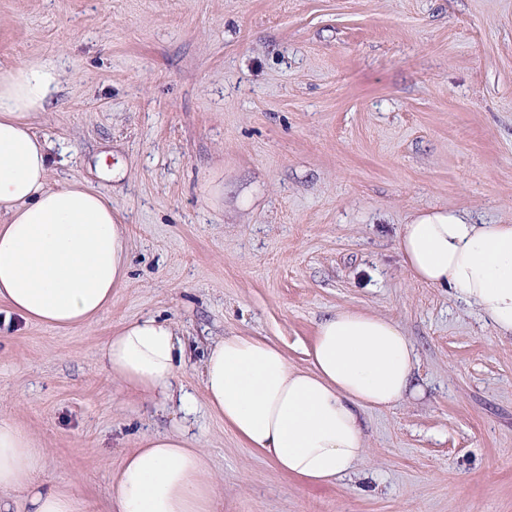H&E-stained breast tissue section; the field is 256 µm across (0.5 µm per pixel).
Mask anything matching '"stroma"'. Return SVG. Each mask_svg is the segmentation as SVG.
<instances>
[{"mask_svg": "<svg viewBox=\"0 0 512 512\" xmlns=\"http://www.w3.org/2000/svg\"><path fill=\"white\" fill-rule=\"evenodd\" d=\"M33 58L63 73L35 122L52 182L100 189L130 235L89 324L0 306V417L39 437L42 477L107 512L123 456L181 420L100 366L123 323L170 318L200 399L213 340L266 336L302 368L353 310L400 323L422 396L366 411L356 475L323 484L200 409L221 512H512V339L394 249L419 210L512 224V0H0V67Z\"/></svg>", "mask_w": 512, "mask_h": 512, "instance_id": "1", "label": "stroma"}]
</instances>
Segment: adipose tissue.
<instances>
[{
	"label": "adipose tissue",
	"mask_w": 512,
	"mask_h": 512,
	"mask_svg": "<svg viewBox=\"0 0 512 512\" xmlns=\"http://www.w3.org/2000/svg\"><path fill=\"white\" fill-rule=\"evenodd\" d=\"M62 74L36 58L0 69V304L28 322L61 330L112 306L127 279L129 237L112 200L86 183L50 182L51 143L33 128ZM395 249L418 282L449 294L512 337V224H474L467 214H416ZM311 365L292 366L264 337L229 335L208 345L202 383L208 410L282 470L313 484L342 479L366 452L364 414L420 396L418 355L401 325L340 310L318 327ZM98 361L119 390L174 397L183 415L195 399L174 384L184 366L175 324L130 321ZM37 439L0 418V512H86L65 478L37 480ZM219 494L197 436L176 428L144 435L111 480L110 512H216Z\"/></svg>",
	"instance_id": "obj_1"
}]
</instances>
